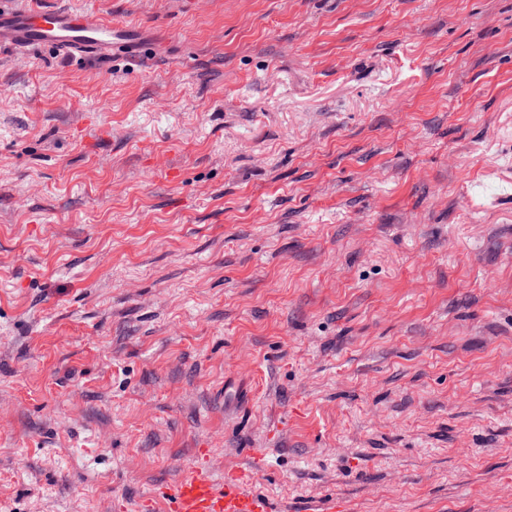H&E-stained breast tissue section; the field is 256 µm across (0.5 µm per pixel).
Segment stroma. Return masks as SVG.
Returning <instances> with one entry per match:
<instances>
[{
	"label": "stroma",
	"mask_w": 512,
	"mask_h": 512,
	"mask_svg": "<svg viewBox=\"0 0 512 512\" xmlns=\"http://www.w3.org/2000/svg\"><path fill=\"white\" fill-rule=\"evenodd\" d=\"M48 2L160 44L0 49V512H512V0ZM245 483L232 478L218 485L205 468L189 467L169 488L166 500L171 512H276L268 497L249 491Z\"/></svg>",
	"instance_id": "1"
}]
</instances>
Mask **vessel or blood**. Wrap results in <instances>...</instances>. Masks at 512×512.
Instances as JSON below:
<instances>
[{
  "mask_svg": "<svg viewBox=\"0 0 512 512\" xmlns=\"http://www.w3.org/2000/svg\"><path fill=\"white\" fill-rule=\"evenodd\" d=\"M134 31L95 9L43 7L38 0L0 8V47H44L67 56L104 60L132 49ZM170 512H276L266 496L237 478L216 484L202 467L183 470L166 494Z\"/></svg>",
  "mask_w": 512,
  "mask_h": 512,
  "instance_id": "vessel-or-blood-1",
  "label": "vessel or blood"
}]
</instances>
